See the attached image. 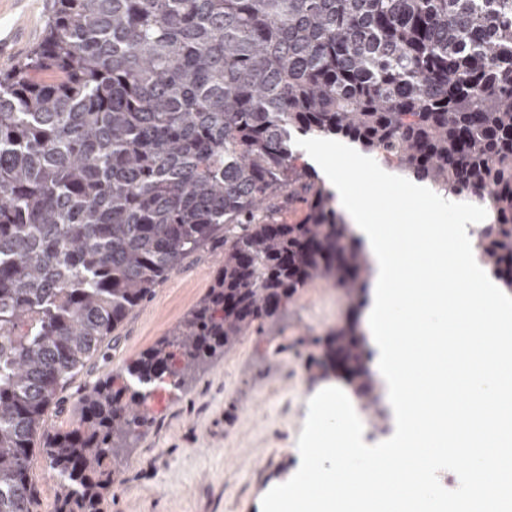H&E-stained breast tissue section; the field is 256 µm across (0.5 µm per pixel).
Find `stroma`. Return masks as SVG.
I'll list each match as a JSON object with an SVG mask.
<instances>
[{"instance_id":"stroma-1","label":"stroma","mask_w":512,"mask_h":512,"mask_svg":"<svg viewBox=\"0 0 512 512\" xmlns=\"http://www.w3.org/2000/svg\"><path fill=\"white\" fill-rule=\"evenodd\" d=\"M55 0H0V26L22 21L5 55L8 69L43 36ZM224 256L216 237L190 253L105 338L86 367L43 416L42 429L69 428L79 398L109 372H121L189 315L213 283ZM349 303L339 288L318 280L298 290L271 330L249 331L230 353L198 370L181 392L150 412L137 439L112 461L117 481L101 512H258L262 494L298 469L294 453L308 398L333 374L315 365L320 337L344 324ZM378 403L361 410L363 440L390 438L395 418L385 385Z\"/></svg>"}]
</instances>
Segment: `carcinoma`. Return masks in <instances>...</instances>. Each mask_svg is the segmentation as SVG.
<instances>
[{
    "instance_id": "cac0c4a2",
    "label": "carcinoma",
    "mask_w": 512,
    "mask_h": 512,
    "mask_svg": "<svg viewBox=\"0 0 512 512\" xmlns=\"http://www.w3.org/2000/svg\"><path fill=\"white\" fill-rule=\"evenodd\" d=\"M0 74V512H101L148 384L177 388L320 279L362 305L372 266L299 137L338 138L435 193L490 191L475 257L512 288V0H57ZM306 206L301 220L281 215ZM224 234L188 317L97 381L67 430L60 390L182 260ZM324 358L365 406L349 322ZM33 479L38 489V512H53L59 492L58 480L48 471L45 461L37 449L33 466Z\"/></svg>"
}]
</instances>
